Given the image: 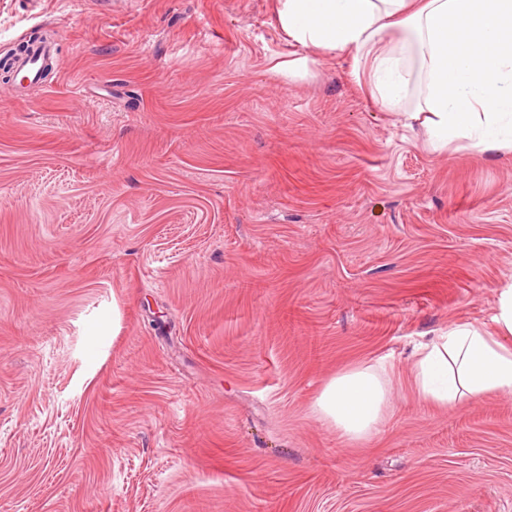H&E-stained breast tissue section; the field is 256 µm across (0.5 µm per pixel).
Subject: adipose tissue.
<instances>
[{
	"label": "adipose tissue",
	"instance_id": "adipose-tissue-1",
	"mask_svg": "<svg viewBox=\"0 0 512 512\" xmlns=\"http://www.w3.org/2000/svg\"><path fill=\"white\" fill-rule=\"evenodd\" d=\"M298 44L347 52L365 64L370 94L421 124L432 149L512 152V0H277ZM497 330H440L414 351V384L439 406L512 393V288L500 291ZM390 385L381 366L350 369L320 391L315 412L343 436L367 439Z\"/></svg>",
	"mask_w": 512,
	"mask_h": 512
}]
</instances>
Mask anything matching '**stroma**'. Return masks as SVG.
<instances>
[{"label": "stroma", "mask_w": 512, "mask_h": 512, "mask_svg": "<svg viewBox=\"0 0 512 512\" xmlns=\"http://www.w3.org/2000/svg\"><path fill=\"white\" fill-rule=\"evenodd\" d=\"M276 0H0V512H512V394L412 352L491 332L512 153L429 147ZM384 365L378 432L313 406ZM55 53V46L35 43L27 46L26 50L18 56L15 64L24 75L33 80L37 77L44 60Z\"/></svg>", "instance_id": "1"}]
</instances>
